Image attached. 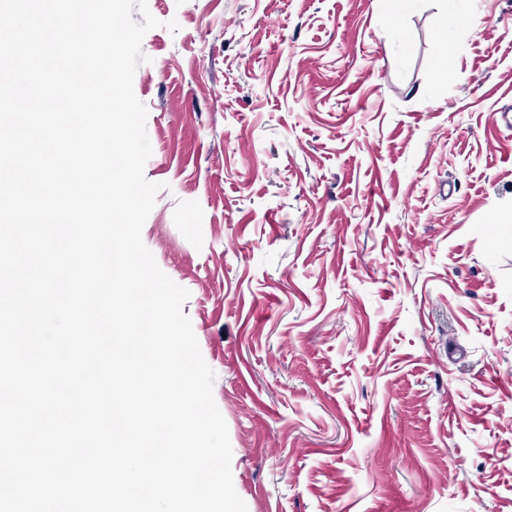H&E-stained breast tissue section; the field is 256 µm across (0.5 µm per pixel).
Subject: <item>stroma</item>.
Listing matches in <instances>:
<instances>
[{"label":"stroma","mask_w":512,"mask_h":512,"mask_svg":"<svg viewBox=\"0 0 512 512\" xmlns=\"http://www.w3.org/2000/svg\"><path fill=\"white\" fill-rule=\"evenodd\" d=\"M148 7L142 239L247 512H512V0Z\"/></svg>","instance_id":"stroma-1"}]
</instances>
